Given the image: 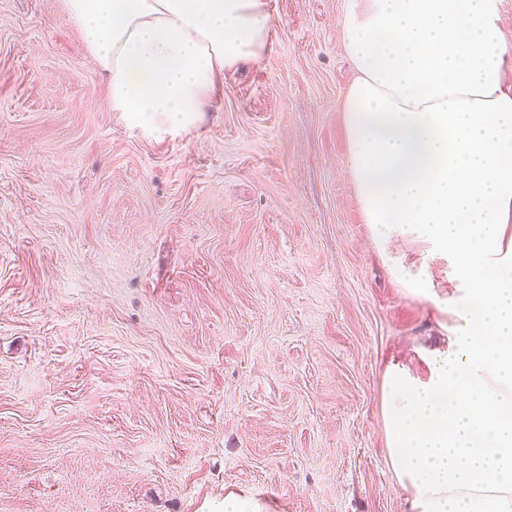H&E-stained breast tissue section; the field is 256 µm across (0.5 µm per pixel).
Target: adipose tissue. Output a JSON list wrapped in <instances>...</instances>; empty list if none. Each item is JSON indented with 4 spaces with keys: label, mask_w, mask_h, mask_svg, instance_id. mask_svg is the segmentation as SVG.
Segmentation results:
<instances>
[{
    "label": "adipose tissue",
    "mask_w": 512,
    "mask_h": 512,
    "mask_svg": "<svg viewBox=\"0 0 512 512\" xmlns=\"http://www.w3.org/2000/svg\"><path fill=\"white\" fill-rule=\"evenodd\" d=\"M348 0L343 100L366 223L453 268L448 345L425 379L385 369L389 459L409 512H512V45L495 0ZM112 109L163 135L225 70L260 59L266 0H65Z\"/></svg>",
    "instance_id": "1"
}]
</instances>
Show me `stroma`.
Masks as SVG:
<instances>
[{
	"mask_svg": "<svg viewBox=\"0 0 512 512\" xmlns=\"http://www.w3.org/2000/svg\"><path fill=\"white\" fill-rule=\"evenodd\" d=\"M267 7L157 139L63 0H0V512H407L384 368L445 343L451 269L363 219L347 0Z\"/></svg>",
	"mask_w": 512,
	"mask_h": 512,
	"instance_id": "stroma-1",
	"label": "stroma"
}]
</instances>
